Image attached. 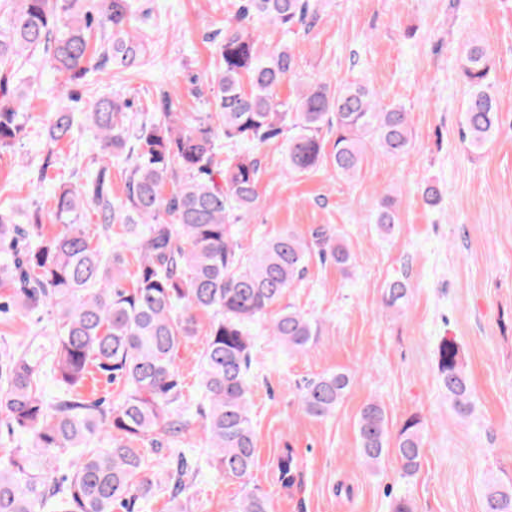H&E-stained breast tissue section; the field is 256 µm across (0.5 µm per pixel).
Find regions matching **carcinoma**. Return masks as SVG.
Masks as SVG:
<instances>
[{"mask_svg":"<svg viewBox=\"0 0 512 512\" xmlns=\"http://www.w3.org/2000/svg\"><path fill=\"white\" fill-rule=\"evenodd\" d=\"M0 9V149L24 132L26 108L18 76L25 57L42 54L47 67L68 86L91 71L117 74L134 68L146 36L132 33V0H4ZM320 19L319 0H239L224 22L218 64L210 83L215 111L191 116L162 101L160 111L136 123L119 94L95 100L87 118L103 154L120 150L129 136L139 142L125 177L123 198H112L107 170H98L91 189L64 188L54 196L55 235L44 233L41 215L27 226L0 207V310L25 315L57 313L50 352L27 345L0 355V414L12 432L30 435L26 451L0 455V512H134L136 504L169 493L170 512H188L182 495L199 467L180 447L191 445L193 422L178 371L180 349L203 336L199 358L203 400V443L207 464L226 479L247 483L255 465L256 437L250 415L251 355L256 328L301 353L316 342L320 326L283 301L317 256L346 271L354 260L344 237L327 226L305 236L288 228L248 254L239 244V224L262 204L263 174L255 150L287 136L288 176L321 168L352 182L365 170L367 143L400 157L411 147L409 112L382 108L375 92L358 82H310L300 77L292 48L260 47L257 29L271 23L292 34ZM458 68L469 95L461 137L473 152L499 134L502 118L493 93L492 62L481 41H465ZM295 80L287 98L280 89ZM74 113L47 116L49 145L72 139ZM97 206L105 235L119 226L108 253L94 243L78 217ZM378 234L399 231L398 206L389 194L376 204ZM135 270L127 271V253ZM410 294L408 281H389L383 305L399 311ZM208 318L199 327L198 315ZM116 385L112 400L84 399L76 389L91 369ZM59 394L45 397L46 371ZM352 382L345 371L304 381L301 406L310 417L336 412ZM438 382L458 415L473 401L462 349L453 338L438 346ZM358 463L374 467L392 453L407 479L420 469L424 423L407 418L392 433L385 408L366 404L355 422ZM170 452L164 478L148 473L138 446ZM281 487L299 473L293 449L277 460ZM234 512H271L269 498L246 493ZM484 512H512V486L488 482Z\"/></svg>","mask_w":512,"mask_h":512,"instance_id":"carcinoma-1","label":"carcinoma"}]
</instances>
